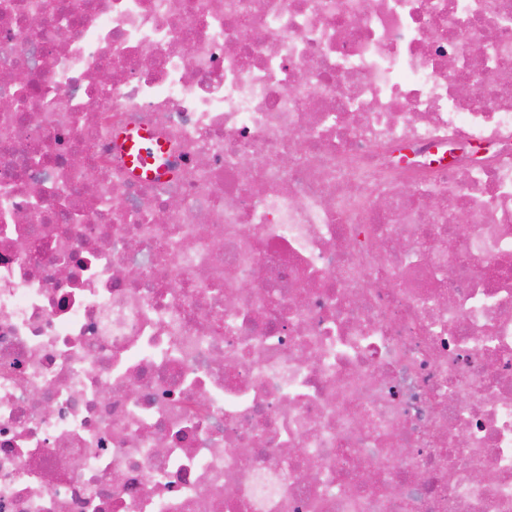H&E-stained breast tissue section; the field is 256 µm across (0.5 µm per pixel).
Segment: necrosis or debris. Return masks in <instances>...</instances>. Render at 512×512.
<instances>
[{
    "mask_svg": "<svg viewBox=\"0 0 512 512\" xmlns=\"http://www.w3.org/2000/svg\"><path fill=\"white\" fill-rule=\"evenodd\" d=\"M4 98L0 512H512V0H0Z\"/></svg>",
    "mask_w": 512,
    "mask_h": 512,
    "instance_id": "obj_1",
    "label": "necrosis or debris"
}]
</instances>
